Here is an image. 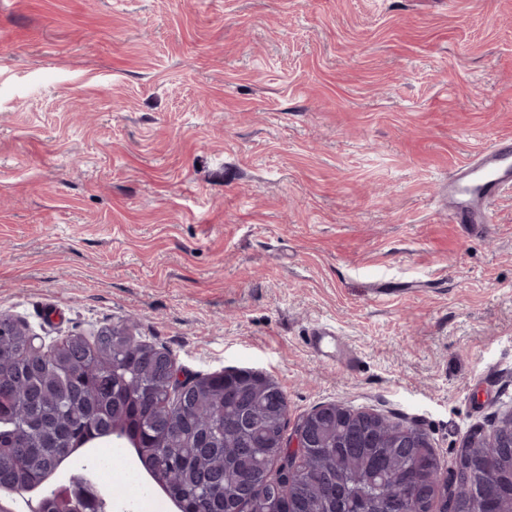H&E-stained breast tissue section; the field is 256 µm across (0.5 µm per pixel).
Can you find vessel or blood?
Instances as JSON below:
<instances>
[{
    "mask_svg": "<svg viewBox=\"0 0 512 512\" xmlns=\"http://www.w3.org/2000/svg\"><path fill=\"white\" fill-rule=\"evenodd\" d=\"M512 193V138L502 137L458 166L448 178V208L453 223L485 224L493 203ZM312 350L326 360L344 354L345 344L332 331L312 332Z\"/></svg>",
    "mask_w": 512,
    "mask_h": 512,
    "instance_id": "b4317fda",
    "label": "vessel or blood"
}]
</instances>
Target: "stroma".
<instances>
[{
	"label": "stroma",
	"instance_id": "1",
	"mask_svg": "<svg viewBox=\"0 0 512 512\" xmlns=\"http://www.w3.org/2000/svg\"><path fill=\"white\" fill-rule=\"evenodd\" d=\"M506 134L512 0H0V313L48 346L126 325L448 462L512 410V194L448 220ZM112 475L133 512L132 449ZM312 350L328 361H336V353L342 359L345 355V343L340 336H335L332 331L319 328L309 336Z\"/></svg>",
	"mask_w": 512,
	"mask_h": 512
}]
</instances>
